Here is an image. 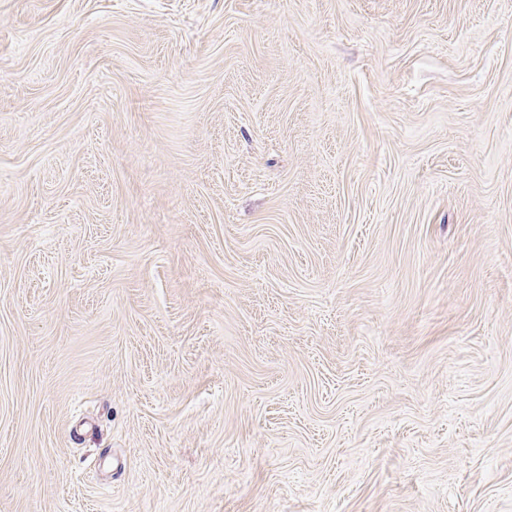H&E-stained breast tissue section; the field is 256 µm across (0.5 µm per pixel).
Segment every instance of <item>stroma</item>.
<instances>
[{"mask_svg":"<svg viewBox=\"0 0 512 512\" xmlns=\"http://www.w3.org/2000/svg\"><path fill=\"white\" fill-rule=\"evenodd\" d=\"M0 512H512V0H0Z\"/></svg>","mask_w":512,"mask_h":512,"instance_id":"obj_1","label":"stroma"}]
</instances>
